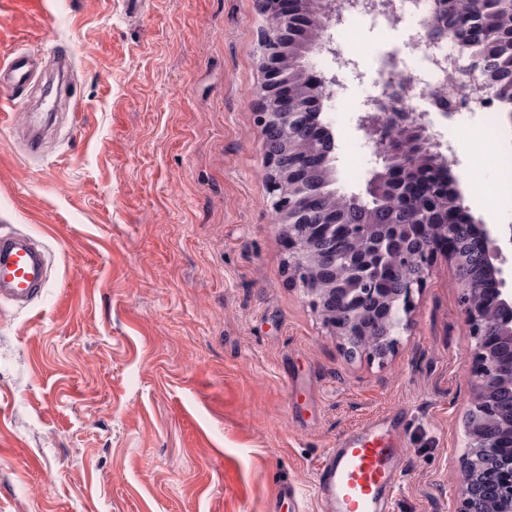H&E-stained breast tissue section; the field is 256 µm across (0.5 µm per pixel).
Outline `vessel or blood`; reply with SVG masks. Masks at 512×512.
Wrapping results in <instances>:
<instances>
[{
  "instance_id": "vessel-or-blood-1",
  "label": "vessel or blood",
  "mask_w": 512,
  "mask_h": 512,
  "mask_svg": "<svg viewBox=\"0 0 512 512\" xmlns=\"http://www.w3.org/2000/svg\"><path fill=\"white\" fill-rule=\"evenodd\" d=\"M36 71L35 54L11 52L0 61V86L21 88L32 82ZM48 268L43 244L28 233L0 227V300L28 307L46 288ZM400 458L395 439L377 420L326 449L315 467V487L327 512H389L401 483ZM300 502L296 485L278 478L271 512Z\"/></svg>"
}]
</instances>
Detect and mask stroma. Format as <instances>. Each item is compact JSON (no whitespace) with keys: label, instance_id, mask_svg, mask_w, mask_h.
Instances as JSON below:
<instances>
[{"label":"stroma","instance_id":"1","mask_svg":"<svg viewBox=\"0 0 512 512\" xmlns=\"http://www.w3.org/2000/svg\"><path fill=\"white\" fill-rule=\"evenodd\" d=\"M0 0V56L19 48L68 80L18 90L0 114V225L44 241L49 285L31 307L0 303V512H270L271 480L312 491L325 449L392 411L403 449L394 512H455L471 338L454 266L437 256L384 359L351 358L302 289L267 204L254 0ZM409 23L356 25L323 118L336 182L363 192L374 166L359 110L375 55L416 46ZM412 99L486 224L512 208L482 199L500 170L479 106ZM47 121L42 151L28 120Z\"/></svg>","mask_w":512,"mask_h":512}]
</instances>
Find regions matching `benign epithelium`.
Wrapping results in <instances>:
<instances>
[{"instance_id":"benign-epithelium-1","label":"benign epithelium","mask_w":512,"mask_h":512,"mask_svg":"<svg viewBox=\"0 0 512 512\" xmlns=\"http://www.w3.org/2000/svg\"><path fill=\"white\" fill-rule=\"evenodd\" d=\"M293 6L292 0H277L282 19L260 30L258 68L262 83L255 121L264 131H284L299 116L288 111V101L296 99V87L288 81L286 65L282 63L283 38L288 34L286 22L294 12ZM405 105L404 99L394 97L387 101V111L363 112L358 117V130L364 133L376 164L365 193L387 202L401 196L407 204L421 209L424 200L412 190L411 179L425 158H437L431 148L438 144L427 135L423 114L404 112ZM263 151L268 169L267 201L288 247L290 282L302 288L324 325L350 353L385 358L393 351L395 342L386 336L365 341L359 308L336 307L335 290L346 287L354 292V298L370 299L374 315L384 311L408 314L435 253L442 249L450 261L462 259L456 226L424 222L414 229L406 227L409 239L420 242L421 256L415 264L408 259V253H394L386 238L375 235L373 224H327L295 206L291 196L280 191L279 176L286 175L289 185L302 190L301 167L297 163L288 166L275 141L263 142ZM467 231L480 245L479 261L492 285L490 292L495 305L489 313L473 304L470 297L474 288L459 279L462 314L474 340V398L464 429L466 448L457 512H495V498L503 506L501 512H512V475L492 491L486 490L481 481L484 462L494 457L498 449L512 447V421L500 430L492 425L499 418L500 407L487 395L490 384L505 378H511L512 386V355H504L501 348L504 341L512 340V287L508 286L512 280V226L507 234L498 224H469ZM319 262L329 278L324 288L313 278ZM381 274L398 282V287L388 295L374 288Z\"/></svg>"}]
</instances>
